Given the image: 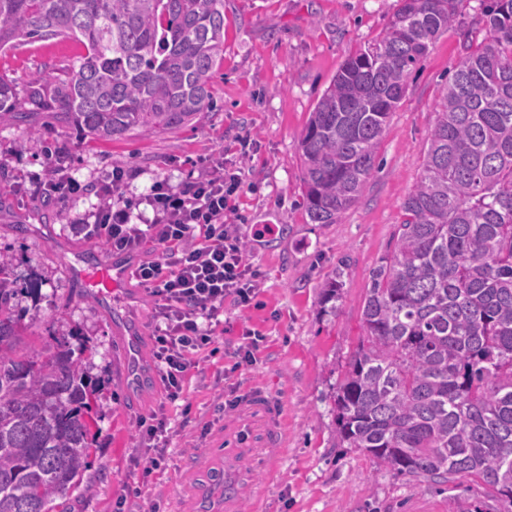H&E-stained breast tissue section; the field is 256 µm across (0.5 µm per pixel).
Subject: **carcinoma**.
I'll list each match as a JSON object with an SVG mask.
<instances>
[{
    "instance_id": "obj_1",
    "label": "carcinoma",
    "mask_w": 512,
    "mask_h": 512,
    "mask_svg": "<svg viewBox=\"0 0 512 512\" xmlns=\"http://www.w3.org/2000/svg\"><path fill=\"white\" fill-rule=\"evenodd\" d=\"M479 2L485 36L467 37L436 102L333 400L348 447L512 504V0ZM462 3L400 0L384 35L336 73L298 144L311 223H337L362 194L410 73ZM56 39L84 47L79 66L31 79L22 99L0 77L1 124L30 108L102 141L171 131L213 106L224 0H0V50ZM18 294L0 254V512H49L86 469L89 376L68 342L20 348Z\"/></svg>"
}]
</instances>
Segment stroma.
<instances>
[{
	"label": "stroma",
	"instance_id": "obj_1",
	"mask_svg": "<svg viewBox=\"0 0 512 512\" xmlns=\"http://www.w3.org/2000/svg\"><path fill=\"white\" fill-rule=\"evenodd\" d=\"M397 0H224V61L211 89L216 108L179 130L135 132L112 142L91 140L56 112H30L0 124V252L13 260L21 291L15 313L22 344L42 349L59 341L87 344L83 356L95 395L83 479L92 492L72 491L51 512H200L189 493L208 486L224 464L226 439L239 410L226 400L264 392L276 409L283 445L278 475L268 481L262 461L240 456L236 498H262L264 512H507L492 490L459 479L428 484L377 465L342 444L333 395L345 362L363 334L361 310L370 273L390 251L400 205L423 169L436 102L462 53L466 34L484 36L477 0H466L462 22L444 32L408 78L376 148L375 167L355 204L335 224L311 223L303 206L298 139L310 112L345 61L387 29ZM72 40L35 41L0 52V75L26 85L44 69L77 64ZM250 145H243V138ZM85 183L135 170L128 198L143 214L153 181H192L216 156L240 169L232 221L271 224L273 235L247 240L263 273L255 306L225 299L218 342L203 351L184 398L163 406L161 380L130 392L122 341L112 315L87 295L68 265L105 242L77 231L97 199L67 202L36 188L48 155ZM341 278L335 307L321 303L324 285ZM128 295L143 325V357L154 364L155 304L136 281ZM261 338L257 361L236 364L245 331ZM165 408L172 433L161 467L143 478L147 457L137 423Z\"/></svg>",
	"mask_w": 512,
	"mask_h": 512
}]
</instances>
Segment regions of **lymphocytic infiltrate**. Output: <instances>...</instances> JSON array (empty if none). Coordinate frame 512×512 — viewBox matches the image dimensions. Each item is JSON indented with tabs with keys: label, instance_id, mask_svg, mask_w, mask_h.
<instances>
[{
	"label": "lymphocytic infiltrate",
	"instance_id": "f902f5d3",
	"mask_svg": "<svg viewBox=\"0 0 512 512\" xmlns=\"http://www.w3.org/2000/svg\"><path fill=\"white\" fill-rule=\"evenodd\" d=\"M128 175L124 167H114L111 179L96 187L93 222L85 231L118 252L136 254L153 245V257L138 263L134 278L159 300L154 358L174 402L199 366L198 352L217 338L216 318L225 298L247 307L257 296L262 273L249 261L245 240L262 239L272 228L255 225L246 232L226 223L241 173L225 167L223 157L184 188L154 181L145 197L153 210L147 222L125 199Z\"/></svg>",
	"mask_w": 512,
	"mask_h": 512
}]
</instances>
